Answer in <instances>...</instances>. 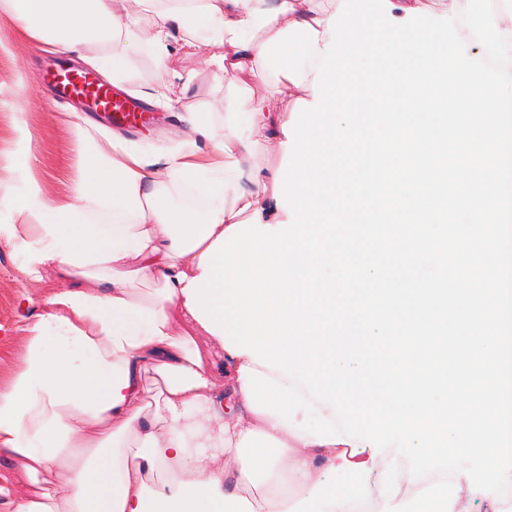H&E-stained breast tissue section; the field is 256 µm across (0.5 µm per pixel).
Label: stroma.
I'll list each match as a JSON object with an SVG mask.
<instances>
[{
	"label": "stroma",
	"mask_w": 512,
	"mask_h": 512,
	"mask_svg": "<svg viewBox=\"0 0 512 512\" xmlns=\"http://www.w3.org/2000/svg\"><path fill=\"white\" fill-rule=\"evenodd\" d=\"M224 48L213 45L205 53L187 50L168 54L164 65H157L150 51L137 58L129 78L122 83L123 92L141 99L152 90L180 75L188 83L185 101L204 112L223 118L234 94L242 88L258 99L269 102L282 118H298L303 105L300 89L282 87L275 77L242 80L234 72L225 71L220 61ZM60 60L59 55L17 45L13 54L0 56V85L11 86L17 73H24L27 88L21 98H5L0 103V178L10 177L5 158L13 148L12 124L15 113H26L35 132L32 149L38 158L39 175L50 192L64 190L75 173L73 124L91 120L101 122L100 113L88 112L70 98L56 93L45 79L48 69ZM181 103L152 101L157 121L127 133L128 141L147 149H160L176 143L180 133L177 115ZM13 178V177H10ZM22 186V177L13 178ZM21 258L9 248L0 247V384H6L20 365L21 328L41 312L43 296L52 288L64 287V280L47 274L44 281L31 283L20 272Z\"/></svg>",
	"instance_id": "obj_1"
}]
</instances>
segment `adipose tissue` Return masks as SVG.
<instances>
[{
	"label": "adipose tissue",
	"mask_w": 512,
	"mask_h": 512,
	"mask_svg": "<svg viewBox=\"0 0 512 512\" xmlns=\"http://www.w3.org/2000/svg\"><path fill=\"white\" fill-rule=\"evenodd\" d=\"M148 42L205 51L223 45L224 68L263 78L259 51L293 23L320 43L337 0H142ZM16 38L77 56L112 84L132 65L133 31L116 0H0ZM183 137L145 151L92 125H75L76 176L49 193L35 169V133L13 123L9 167L23 190L0 180V246L18 253L26 280L50 271L68 285L44 298L23 332L19 370L0 386V453L28 481L0 486L4 512H352L370 489L386 512H474L485 503L466 477L412 487L406 458L368 444L318 445L279 417L250 408L241 370L249 355L225 352L230 383L215 394L196 344L205 329L186 288L201 256L242 215L286 221L274 179L251 161L275 112L239 94L222 122L184 108ZM197 196L173 207L169 189ZM341 475L325 486L322 473Z\"/></svg>",
	"instance_id": "ef3b65f1"
}]
</instances>
